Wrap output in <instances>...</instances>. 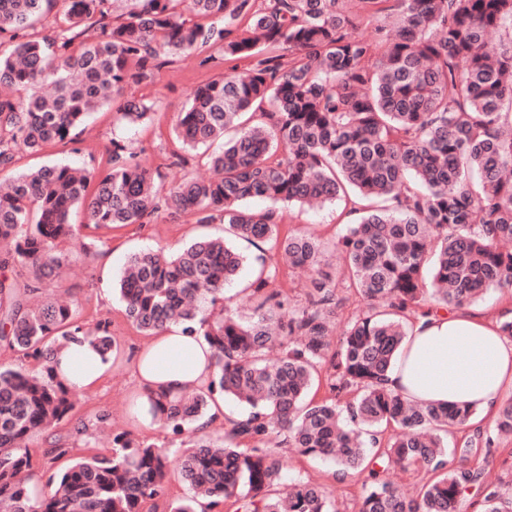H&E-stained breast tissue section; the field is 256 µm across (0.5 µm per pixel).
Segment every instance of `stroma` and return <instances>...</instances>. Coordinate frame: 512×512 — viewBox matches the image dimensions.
<instances>
[{
    "mask_svg": "<svg viewBox=\"0 0 512 512\" xmlns=\"http://www.w3.org/2000/svg\"><path fill=\"white\" fill-rule=\"evenodd\" d=\"M245 61H230L216 48L210 49L206 63L189 59L173 61L157 70L153 81L132 87L131 93L157 101L159 104L151 121L135 127L121 124L112 110L93 113L87 129L71 144H50L40 151L17 150L12 166L0 170V180L12 179L18 172L44 165L70 164L103 167L106 148L112 138L126 141L136 152L143 167L159 170L162 187L181 176L209 177L202 151L182 146L174 134L177 114L187 103L193 88L201 82L245 68ZM285 227L313 232L325 244H332L343 234L346 225L354 223L356 214L348 213L343 202L308 209L284 206L280 209ZM72 221L80 225L77 239L63 244L69 256L70 272L66 286L78 299L79 320L93 328L108 324L116 344L117 362L106 382L98 387L80 390L72 414L54 430L53 437L35 436L30 446L36 451L35 472L40 483L66 465L93 452L110 450L113 429L132 425V400L139 386L132 374L131 364L146 346L148 336L132 327L124 318L122 303L113 286L134 253L158 247L180 250L190 241L210 235L223 234L222 224H200L190 214L162 216L157 223L131 225L122 229H88L83 211H75ZM94 243L91 255H84L83 246ZM106 414V423H99V414ZM58 438L67 450L66 455L52 459L47 455L51 438ZM285 466L326 488L336 512H358L364 474L335 479L331 463L298 455L293 449L282 451Z\"/></svg>",
    "mask_w": 512,
    "mask_h": 512,
    "instance_id": "obj_1",
    "label": "stroma"
}]
</instances>
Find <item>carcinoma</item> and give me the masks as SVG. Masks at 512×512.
Listing matches in <instances>:
<instances>
[{"mask_svg":"<svg viewBox=\"0 0 512 512\" xmlns=\"http://www.w3.org/2000/svg\"><path fill=\"white\" fill-rule=\"evenodd\" d=\"M55 0H0V168L23 146L72 141L91 113L117 106L127 125L157 102L124 94L153 80L164 58L221 45L245 59L246 76L198 84L175 133L190 149L223 142L209 156L216 176L183 178L161 196L154 174L125 141L112 139L107 167L49 165L0 189V342L42 362L35 375L0 366V505L9 512H158L173 478L191 496L168 512H206L232 500L237 512H333L323 487L287 472L266 444L283 437L300 455L327 459L344 478L368 471L359 512H459L464 494L482 512H512V484L489 479L493 438L466 434L448 450L443 435L469 412L409 401L385 386L406 326L437 309H459L490 292L512 293V0H133L119 23L110 0H63L65 25L52 38L29 35ZM379 16L376 38L355 33ZM288 52V62L277 50ZM235 129L234 137L225 133ZM347 197L358 221L338 241L343 275L365 302L333 339L344 297L323 270L311 232H282L275 204ZM199 224L218 218L224 235L169 254L132 255L116 290L126 319L154 336L182 321L213 350L199 391L154 400L165 427L187 436L174 448L112 435L107 455L74 462L30 495L27 442L53 431L74 409L76 390L53 375V348L90 337L106 357L112 336L75 320L70 292L37 299L39 283L67 261L61 243L85 226L148 224L163 207ZM237 240L268 244L282 263L262 266L247 289L250 316L224 304L247 257ZM36 284L19 287L15 267ZM307 268L304 302L282 319L288 296L280 270ZM220 311H215L216 305ZM277 349L274 360L267 352ZM329 398L304 403L320 369ZM248 412L224 434L196 422L216 397ZM403 432L384 438V428ZM493 431L512 433V401ZM464 461L455 465V459ZM392 466L430 476L415 498L386 477Z\"/></svg>","mask_w":512,"mask_h":512,"instance_id":"1","label":"carcinoma"}]
</instances>
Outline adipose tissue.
<instances>
[{
    "label": "adipose tissue",
    "mask_w": 512,
    "mask_h": 512,
    "mask_svg": "<svg viewBox=\"0 0 512 512\" xmlns=\"http://www.w3.org/2000/svg\"><path fill=\"white\" fill-rule=\"evenodd\" d=\"M54 360L58 376L81 389L97 387L112 367L88 340L63 345ZM212 370V349L205 339L186 334L182 323H167L133 363L140 424H161L150 411V396L199 389ZM386 386L412 401L466 405L489 414L512 389V340L467 311L437 312L409 331Z\"/></svg>",
    "instance_id": "obj_1"
}]
</instances>
